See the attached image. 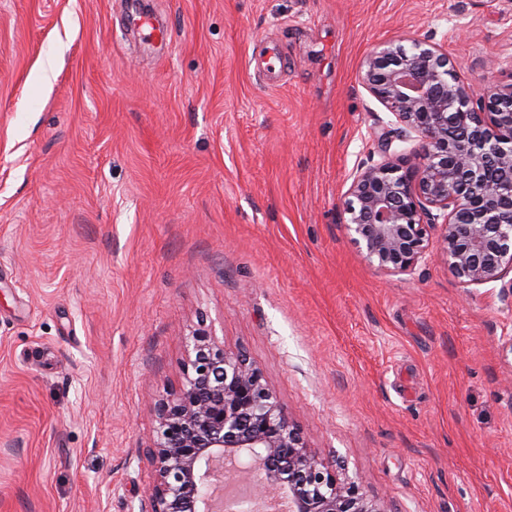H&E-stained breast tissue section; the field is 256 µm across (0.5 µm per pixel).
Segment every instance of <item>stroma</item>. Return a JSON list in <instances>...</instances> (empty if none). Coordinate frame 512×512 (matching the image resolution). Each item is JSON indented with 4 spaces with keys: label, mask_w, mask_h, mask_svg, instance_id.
Segmentation results:
<instances>
[{
    "label": "stroma",
    "mask_w": 512,
    "mask_h": 512,
    "mask_svg": "<svg viewBox=\"0 0 512 512\" xmlns=\"http://www.w3.org/2000/svg\"><path fill=\"white\" fill-rule=\"evenodd\" d=\"M415 39L512 81V0H0V512H137L201 323L391 512H512V303L343 226Z\"/></svg>",
    "instance_id": "obj_1"
}]
</instances>
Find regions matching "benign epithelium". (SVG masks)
I'll use <instances>...</instances> for the list:
<instances>
[{
    "mask_svg": "<svg viewBox=\"0 0 512 512\" xmlns=\"http://www.w3.org/2000/svg\"><path fill=\"white\" fill-rule=\"evenodd\" d=\"M448 57L426 41L386 42L368 53L361 83L420 151L390 154L356 170L344 227L367 260L387 275L407 274L441 225L439 253L463 284L512 271V82L483 92L448 79ZM181 386L154 404L148 461L154 481L139 512H215L208 491L224 481V461L248 465L255 497L271 487L288 512H389L357 478L339 477L308 448L260 370L224 350L210 329L190 331Z\"/></svg>",
    "mask_w": 512,
    "mask_h": 512,
    "instance_id": "7a95c632",
    "label": "benign epithelium"
}]
</instances>
